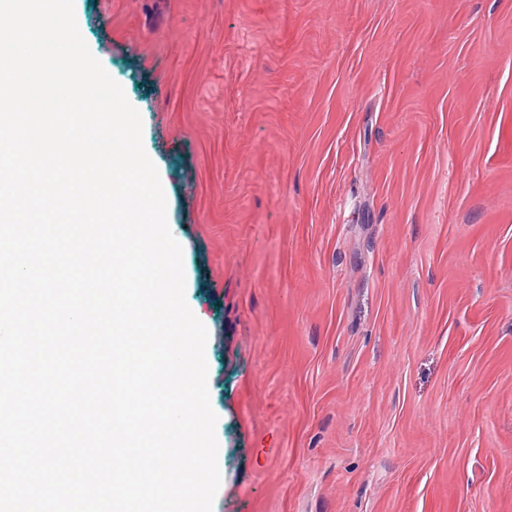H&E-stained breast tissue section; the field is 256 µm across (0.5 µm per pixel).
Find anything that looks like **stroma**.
<instances>
[{
	"mask_svg": "<svg viewBox=\"0 0 512 512\" xmlns=\"http://www.w3.org/2000/svg\"><path fill=\"white\" fill-rule=\"evenodd\" d=\"M206 327L213 512H512V0H74Z\"/></svg>",
	"mask_w": 512,
	"mask_h": 512,
	"instance_id": "obj_1",
	"label": "stroma"
}]
</instances>
